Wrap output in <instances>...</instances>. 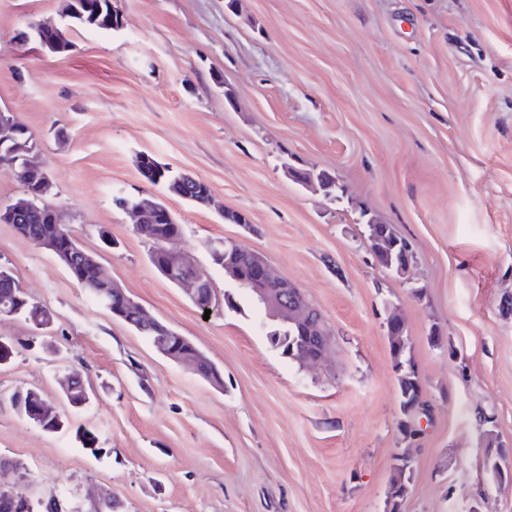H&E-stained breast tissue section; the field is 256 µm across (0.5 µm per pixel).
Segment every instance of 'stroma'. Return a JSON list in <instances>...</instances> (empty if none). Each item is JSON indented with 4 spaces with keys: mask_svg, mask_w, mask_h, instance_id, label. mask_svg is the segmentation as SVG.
Returning <instances> with one entry per match:
<instances>
[{
    "mask_svg": "<svg viewBox=\"0 0 512 512\" xmlns=\"http://www.w3.org/2000/svg\"><path fill=\"white\" fill-rule=\"evenodd\" d=\"M63 4L0 0V105L35 136L72 235L224 386L158 353L0 224V264L54 314L43 339L0 317L14 350L0 365V458L24 464L27 492L65 512L99 489L123 512H391L394 459L407 452L400 512H512V481L483 469L475 420L492 415L512 453V0H113L124 24L109 31L71 23ZM48 20L66 28L69 53L22 42ZM143 153L206 181L250 226L147 183ZM290 165L330 173L336 192L296 184ZM141 193L167 205L178 248L229 304L203 316L152 265L151 242L115 203ZM367 216L407 242L408 276L377 263ZM225 238L319 310L323 367L270 344L263 308L211 260ZM393 309L426 403L414 438L399 426ZM72 369L93 397L64 430L17 416L14 391L60 402Z\"/></svg>",
    "mask_w": 512,
    "mask_h": 512,
    "instance_id": "obj_1",
    "label": "stroma"
}]
</instances>
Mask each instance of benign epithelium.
<instances>
[{
    "label": "benign epithelium",
    "instance_id": "obj_1",
    "mask_svg": "<svg viewBox=\"0 0 512 512\" xmlns=\"http://www.w3.org/2000/svg\"><path fill=\"white\" fill-rule=\"evenodd\" d=\"M36 40L42 48H50L55 42L59 28L52 24H38L34 27ZM17 121L14 113L7 107L0 106V163L14 164L12 156L16 154ZM24 181L22 182L25 200L18 204L20 210L45 208L49 213L56 233L49 237H42L36 242L40 248L50 251L66 268L71 275H76L73 253L83 255V262L94 268L96 281L99 285L94 287L98 301L106 309L120 317L122 312L112 304V296L125 297L127 304L132 299L126 296L123 288L112 279V276L96 255L85 250L69 232L67 225L63 224L60 211L54 206L46 204L45 196L53 187L50 176L28 156L23 157ZM124 210L132 216L136 230L150 239L155 255L159 256L158 271L169 282L181 287L191 300L201 298V289L207 281L199 267L189 256L173 247L177 241L175 236H159L155 225L170 220L169 215L160 210L150 200L137 198L124 205ZM224 250L234 253L244 252L248 256V268L243 270L233 263L224 266V274L238 283L241 287L249 289L256 299L263 304L269 313V318L302 335L305 344L290 352L299 364L303 366H320L327 361L330 340L327 329L319 328V334L309 335L317 320V309L307 300L301 288L294 282L278 276L268 260L260 253L250 250L235 240L224 241ZM155 348L164 356L180 362L191 369H197L198 356L194 353L176 356L169 349V338L158 336L154 340Z\"/></svg>",
    "mask_w": 512,
    "mask_h": 512
}]
</instances>
